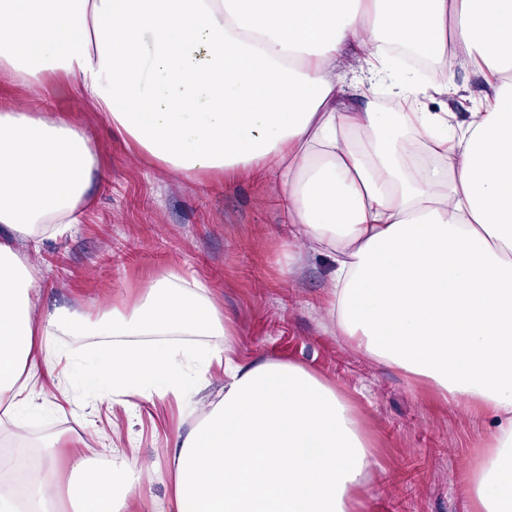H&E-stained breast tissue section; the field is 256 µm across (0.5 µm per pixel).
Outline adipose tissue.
Instances as JSON below:
<instances>
[{
  "label": "adipose tissue",
  "mask_w": 512,
  "mask_h": 512,
  "mask_svg": "<svg viewBox=\"0 0 512 512\" xmlns=\"http://www.w3.org/2000/svg\"><path fill=\"white\" fill-rule=\"evenodd\" d=\"M448 87L471 68L494 94L466 124L391 82L343 111L337 60L389 80L391 46ZM62 75L137 151L186 177L275 167L280 203L331 257L340 335L443 398L485 410L494 441L470 476L473 512H512V0H0V77ZM98 172L80 125L0 105V413L15 437L50 369L52 339L100 336L90 383L188 402L224 366V394L169 452L173 512H356L373 451L355 406L302 365H244L202 281L170 270L92 318L41 312L38 272L13 238L62 234ZM219 338L207 352L173 345ZM55 433L21 489L0 454V512H130L140 477L98 468ZM69 449L65 497L53 484Z\"/></svg>",
  "instance_id": "ef3b65f1"
}]
</instances>
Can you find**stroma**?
<instances>
[{
  "label": "stroma",
  "instance_id": "1",
  "mask_svg": "<svg viewBox=\"0 0 512 512\" xmlns=\"http://www.w3.org/2000/svg\"><path fill=\"white\" fill-rule=\"evenodd\" d=\"M337 70L346 89L341 107H357L365 90L394 109L387 84H367L355 53H346ZM489 92L463 69L447 92L427 87L420 99L430 111L463 120ZM1 102L68 114L99 159L101 177L72 233L15 241L39 270L40 309L68 305L95 317L169 269L196 277L229 318L239 362L305 366L357 407L375 457L354 493L357 512H471L469 470L491 442L489 416L443 399L431 383L408 378L339 336L329 314L331 262L302 250L278 203L272 170L231 180L171 172L112 134L102 113L61 76L35 89L0 79ZM43 386L42 406L27 420L31 442L64 430L78 450L102 463L126 449L144 469L145 499L133 503L134 512L146 502L154 512H171L168 450L193 425L194 411H181L171 396L139 400L128 411L112 394L89 399L75 387L73 400L86 403L77 422L70 402L56 399L51 379Z\"/></svg>",
  "mask_w": 512,
  "mask_h": 512
}]
</instances>
